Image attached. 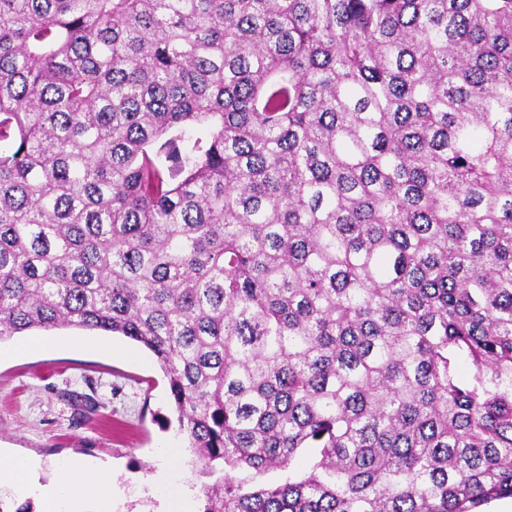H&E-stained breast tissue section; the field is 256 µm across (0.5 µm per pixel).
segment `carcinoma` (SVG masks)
<instances>
[{
  "mask_svg": "<svg viewBox=\"0 0 512 512\" xmlns=\"http://www.w3.org/2000/svg\"><path fill=\"white\" fill-rule=\"evenodd\" d=\"M1 142L0 342L151 351L201 512L512 497V0H0Z\"/></svg>",
  "mask_w": 512,
  "mask_h": 512,
  "instance_id": "cac0c4a2",
  "label": "carcinoma"
}]
</instances>
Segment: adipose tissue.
<instances>
[{"mask_svg": "<svg viewBox=\"0 0 512 512\" xmlns=\"http://www.w3.org/2000/svg\"><path fill=\"white\" fill-rule=\"evenodd\" d=\"M65 476L57 484L40 489L42 512H62L65 504L94 495L104 506H111L112 483L96 466L85 462H67Z\"/></svg>", "mask_w": 512, "mask_h": 512, "instance_id": "obj_1", "label": "adipose tissue"}]
</instances>
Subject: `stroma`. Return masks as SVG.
<instances>
[{"instance_id":"stroma-1","label":"stroma","mask_w":512,"mask_h":512,"mask_svg":"<svg viewBox=\"0 0 512 512\" xmlns=\"http://www.w3.org/2000/svg\"><path fill=\"white\" fill-rule=\"evenodd\" d=\"M45 336L55 352L0 361V453L34 460L41 485L62 478V462H93L112 479L115 512H161L149 487L163 467L162 449L177 448L183 457L175 482L201 512L202 488L214 478L173 423L155 357L116 334L104 336L108 354L86 348L89 331L60 328Z\"/></svg>"}]
</instances>
